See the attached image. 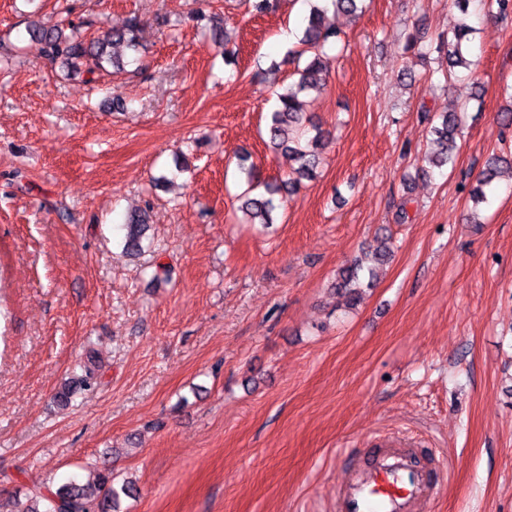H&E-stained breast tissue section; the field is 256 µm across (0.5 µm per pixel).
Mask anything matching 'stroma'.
I'll return each mask as SVG.
<instances>
[{
    "label": "stroma",
    "instance_id": "35a3bbf8",
    "mask_svg": "<svg viewBox=\"0 0 512 512\" xmlns=\"http://www.w3.org/2000/svg\"><path fill=\"white\" fill-rule=\"evenodd\" d=\"M141 18L140 71L71 72L24 19L97 28ZM308 13L277 0H0V497L93 481L107 457L135 490L118 512H334L367 436L452 463L436 512H512V15L489 0H371L340 31L322 92L317 177L241 223L235 153L269 182L296 163L262 137ZM467 19L471 69L409 48ZM232 41L225 64L209 29ZM293 42H284L283 32ZM121 106H113V97ZM462 125L453 170L426 171L429 117ZM149 207L152 252L120 255ZM391 234L360 306L336 270ZM94 359L101 383L57 408Z\"/></svg>",
    "mask_w": 512,
    "mask_h": 512
}]
</instances>
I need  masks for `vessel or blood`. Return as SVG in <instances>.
<instances>
[{
	"label": "vessel or blood",
	"mask_w": 512,
	"mask_h": 512,
	"mask_svg": "<svg viewBox=\"0 0 512 512\" xmlns=\"http://www.w3.org/2000/svg\"><path fill=\"white\" fill-rule=\"evenodd\" d=\"M365 453L336 491V512H432L444 487L437 467L402 438Z\"/></svg>",
	"instance_id": "vessel-or-blood-1"
}]
</instances>
